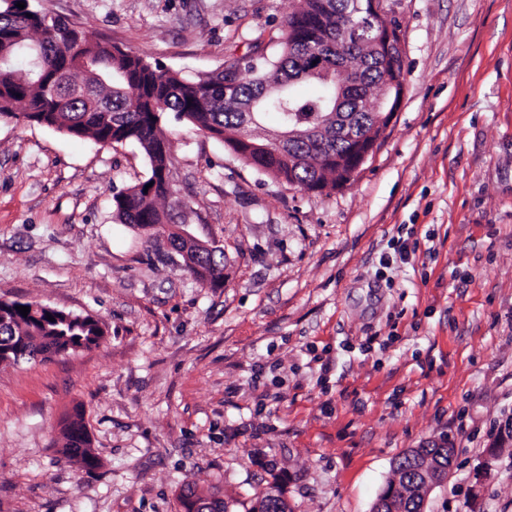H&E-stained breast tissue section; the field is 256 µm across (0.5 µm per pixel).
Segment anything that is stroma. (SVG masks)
Masks as SVG:
<instances>
[{
  "instance_id": "35a3bbf8",
  "label": "stroma",
  "mask_w": 512,
  "mask_h": 512,
  "mask_svg": "<svg viewBox=\"0 0 512 512\" xmlns=\"http://www.w3.org/2000/svg\"><path fill=\"white\" fill-rule=\"evenodd\" d=\"M298 0H42L186 77L273 55ZM404 97L354 180L277 182L167 116L171 183L212 288L120 223L149 169L0 118V300L106 324L97 348L0 366V512H372L395 460L446 442L425 512H512V0H389ZM404 244L405 254L395 251ZM80 407L94 470L65 459Z\"/></svg>"
}]
</instances>
